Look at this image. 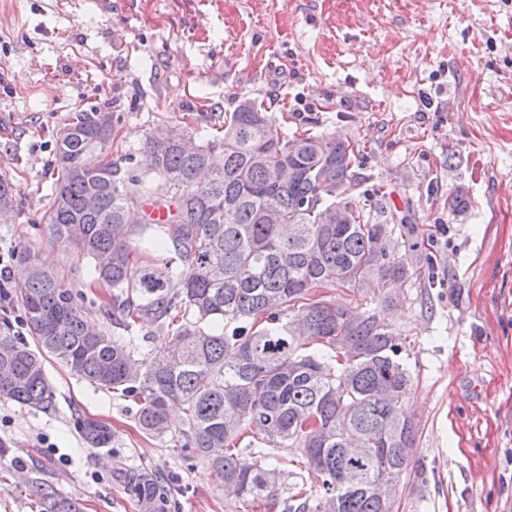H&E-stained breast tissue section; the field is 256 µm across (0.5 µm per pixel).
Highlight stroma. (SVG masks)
Returning a JSON list of instances; mask_svg holds the SVG:
<instances>
[{"label": "stroma", "instance_id": "stroma-1", "mask_svg": "<svg viewBox=\"0 0 512 512\" xmlns=\"http://www.w3.org/2000/svg\"><path fill=\"white\" fill-rule=\"evenodd\" d=\"M0 86V175L18 191L0 255L40 248L77 289L85 263L48 249L43 221L74 112L116 120L101 164L141 157L161 124L207 140L244 98L286 133L354 143L362 189L383 193L371 220L412 264L387 312L417 425L399 512H512V0H0ZM46 372L48 410L0 399V512H39L48 487L83 512H139L121 467L170 478L168 512H253L181 450L183 418L146 436L130 402ZM80 414L113 446L88 447ZM75 425L84 442L92 448H107L114 443L115 432L104 421L83 416L75 419Z\"/></svg>", "mask_w": 512, "mask_h": 512}]
</instances>
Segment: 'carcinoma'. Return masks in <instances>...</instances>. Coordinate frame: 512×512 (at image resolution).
Masks as SVG:
<instances>
[{
  "label": "carcinoma",
  "mask_w": 512,
  "mask_h": 512,
  "mask_svg": "<svg viewBox=\"0 0 512 512\" xmlns=\"http://www.w3.org/2000/svg\"><path fill=\"white\" fill-rule=\"evenodd\" d=\"M222 128L195 142L160 125L131 171L84 161L111 147V113L65 120L44 220L50 242L84 260L89 285L106 289V326L88 327L84 293L23 246L3 295L24 312L35 347L3 323L0 398L51 406L47 355L131 402L145 435L163 437L169 407L181 405L182 449L209 466L226 495L267 512H389L374 486L405 475L416 424L400 417L413 383L404 341L381 315L408 259L386 250L387 225L370 223L348 141L290 138L252 100L224 116ZM15 202L13 184L0 177V210L12 212ZM134 207L164 209L167 218L159 224L147 213L131 224ZM370 277L380 293L370 308L311 297L334 285L358 291ZM153 325L168 328L158 345L148 340ZM75 425L92 448L115 440L104 421L83 416ZM245 433L300 449L308 481L279 498L268 455L235 452ZM118 476L141 512H167L157 473ZM39 501L40 512H81L53 489Z\"/></svg>",
  "instance_id": "1"
}]
</instances>
